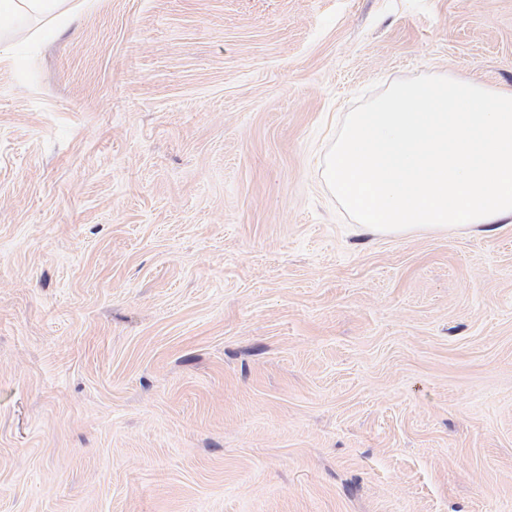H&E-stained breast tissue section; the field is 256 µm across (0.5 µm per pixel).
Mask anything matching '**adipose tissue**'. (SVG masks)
Instances as JSON below:
<instances>
[{
	"mask_svg": "<svg viewBox=\"0 0 512 512\" xmlns=\"http://www.w3.org/2000/svg\"><path fill=\"white\" fill-rule=\"evenodd\" d=\"M65 0H0V44L7 42L14 30L25 23L40 24V32L54 36L69 21Z\"/></svg>",
	"mask_w": 512,
	"mask_h": 512,
	"instance_id": "obj_1",
	"label": "adipose tissue"
}]
</instances>
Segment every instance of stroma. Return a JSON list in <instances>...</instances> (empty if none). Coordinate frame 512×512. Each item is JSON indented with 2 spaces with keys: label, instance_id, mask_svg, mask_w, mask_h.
I'll list each match as a JSON object with an SVG mask.
<instances>
[{
  "label": "stroma",
  "instance_id": "stroma-1",
  "mask_svg": "<svg viewBox=\"0 0 512 512\" xmlns=\"http://www.w3.org/2000/svg\"><path fill=\"white\" fill-rule=\"evenodd\" d=\"M0 51V512H512V223L373 234L372 86L512 88V0H67Z\"/></svg>",
  "mask_w": 512,
  "mask_h": 512
}]
</instances>
